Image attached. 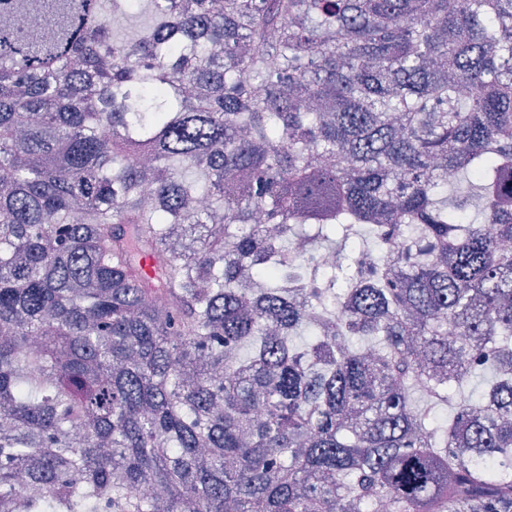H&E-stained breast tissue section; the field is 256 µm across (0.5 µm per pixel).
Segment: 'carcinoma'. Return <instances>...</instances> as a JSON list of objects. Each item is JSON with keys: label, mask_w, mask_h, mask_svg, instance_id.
<instances>
[{"label": "carcinoma", "mask_w": 512, "mask_h": 512, "mask_svg": "<svg viewBox=\"0 0 512 512\" xmlns=\"http://www.w3.org/2000/svg\"><path fill=\"white\" fill-rule=\"evenodd\" d=\"M229 506L512 512V0H0V512Z\"/></svg>", "instance_id": "obj_1"}]
</instances>
